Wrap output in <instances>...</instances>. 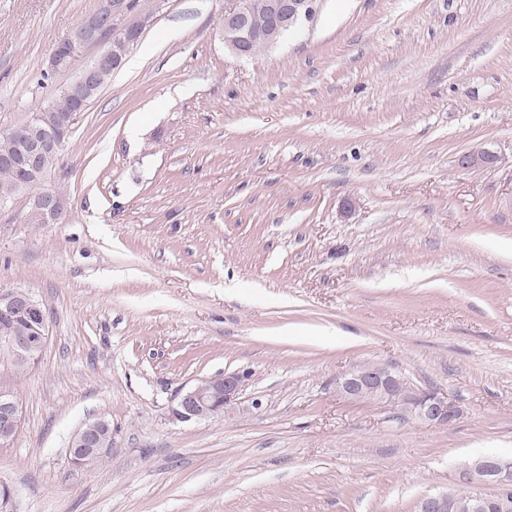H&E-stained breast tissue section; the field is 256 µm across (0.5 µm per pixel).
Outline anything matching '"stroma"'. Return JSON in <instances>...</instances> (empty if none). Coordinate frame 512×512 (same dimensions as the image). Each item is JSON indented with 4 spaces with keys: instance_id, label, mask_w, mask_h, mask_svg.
<instances>
[{
    "instance_id": "35a3bbf8",
    "label": "stroma",
    "mask_w": 512,
    "mask_h": 512,
    "mask_svg": "<svg viewBox=\"0 0 512 512\" xmlns=\"http://www.w3.org/2000/svg\"><path fill=\"white\" fill-rule=\"evenodd\" d=\"M101 5L0 0V129L70 81L48 56ZM223 15L118 0L145 28L49 175L65 214L0 211V287L48 312L0 448L15 512H417L512 457V0H320L244 59ZM363 364L461 417L345 396ZM224 373L230 413L173 417ZM95 418L112 446L72 465Z\"/></svg>"
}]
</instances>
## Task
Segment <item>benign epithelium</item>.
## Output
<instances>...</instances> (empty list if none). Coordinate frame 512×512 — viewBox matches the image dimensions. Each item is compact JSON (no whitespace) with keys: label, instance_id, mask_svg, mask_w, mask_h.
<instances>
[{"label":"benign epithelium","instance_id":"benign-epithelium-1","mask_svg":"<svg viewBox=\"0 0 512 512\" xmlns=\"http://www.w3.org/2000/svg\"><path fill=\"white\" fill-rule=\"evenodd\" d=\"M318 0H228L224 8L222 31L224 47L239 58L253 55L254 43L261 41L264 46L275 44L284 34L304 20L314 17ZM143 24L112 31V2L88 17L71 35L60 40L51 51L48 70L65 72L73 60L91 43L103 42L106 48L68 83L64 91L80 112L89 106L97 91L101 70L118 68L121 59L112 55V35L130 47L142 35ZM69 128L61 123L54 129L35 128L31 125H16L9 128V135L24 142L20 154L7 156L0 162L24 173L27 179L20 182L22 191L37 190L33 208L45 224L59 221L65 211L52 187L47 185L49 172L42 160L48 152H59L67 141ZM467 168L489 167L494 157L484 150H470L460 158ZM21 315L28 321L30 329L14 336H0V353L13 365L25 367L35 362L42 352L47 335L48 322L43 311V302L34 293L21 287L0 289V315ZM406 378L391 369H376L363 365L342 375L337 386L346 395L378 404L408 408L416 420L428 425H451L460 417L459 407L448 395L430 389H419L412 393L407 402L395 399ZM242 376L226 374L199 381L179 397L173 415L183 421L213 419L230 410L241 390ZM21 418L20 402L16 392L9 385L0 386V447L9 448L16 437ZM110 424L102 418L89 420L76 433L69 448L72 463L82 466L94 462L107 451L106 437ZM456 482L478 491L486 485H493L502 491L512 489V458L481 457L464 464L456 475ZM453 501L441 493L421 502L419 512H452ZM472 512H512V500L498 495L488 498L480 493L472 497Z\"/></svg>","mask_w":512,"mask_h":512}]
</instances>
